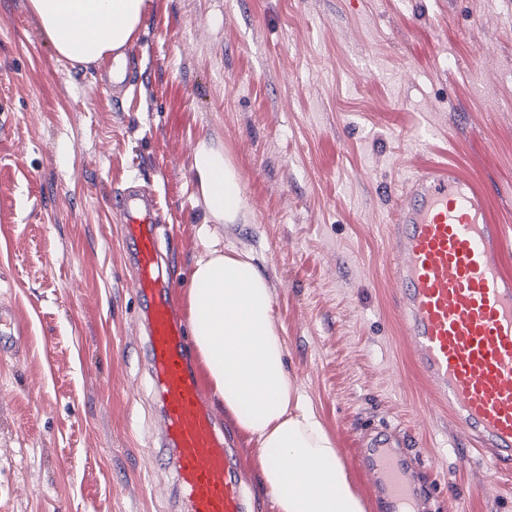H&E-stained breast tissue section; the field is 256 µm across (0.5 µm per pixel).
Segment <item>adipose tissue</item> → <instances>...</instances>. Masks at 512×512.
<instances>
[{
	"label": "adipose tissue",
	"instance_id": "obj_1",
	"mask_svg": "<svg viewBox=\"0 0 512 512\" xmlns=\"http://www.w3.org/2000/svg\"><path fill=\"white\" fill-rule=\"evenodd\" d=\"M57 54L95 62L137 33L148 0H30ZM194 170L209 217L246 218L243 184L230 157L200 140ZM188 324L212 396L265 455L262 489L275 512H368L335 438L285 365V340L265 274L248 253L208 243L185 295Z\"/></svg>",
	"mask_w": 512,
	"mask_h": 512
}]
</instances>
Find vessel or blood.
<instances>
[{"instance_id":"1","label":"vessel or blood","mask_w":512,"mask_h":512,"mask_svg":"<svg viewBox=\"0 0 512 512\" xmlns=\"http://www.w3.org/2000/svg\"><path fill=\"white\" fill-rule=\"evenodd\" d=\"M406 186L392 226L393 271L415 362L453 420L480 440L488 466L511 471L512 276L498 261L501 229L486 198L454 165L427 168ZM113 205L144 302L145 361L163 423L159 460L172 470L188 512H247L237 453L200 394L170 284L158 273L156 202L127 188ZM20 335L13 309L1 306L0 350ZM366 457L389 512H416L415 484L398 451L378 441Z\"/></svg>"}]
</instances>
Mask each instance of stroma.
<instances>
[{
    "label": "stroma",
    "instance_id": "35a3bbf8",
    "mask_svg": "<svg viewBox=\"0 0 512 512\" xmlns=\"http://www.w3.org/2000/svg\"><path fill=\"white\" fill-rule=\"evenodd\" d=\"M135 85L60 58L29 0H0V512H186L156 465L142 306L109 196L153 189L177 313L208 213L198 141L237 165L246 221L209 224L269 282L285 362L375 512L363 450L401 449L420 512H512V474L434 409L387 246L402 180L452 160L512 241V0H149ZM250 512L257 443L219 412ZM21 335V328L11 307H0V350L15 345Z\"/></svg>",
    "mask_w": 512,
    "mask_h": 512
}]
</instances>
